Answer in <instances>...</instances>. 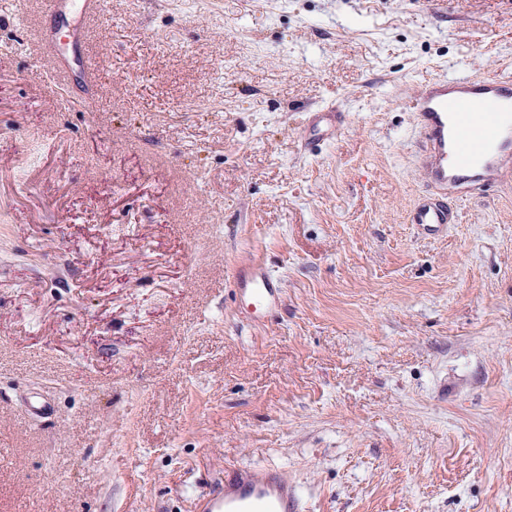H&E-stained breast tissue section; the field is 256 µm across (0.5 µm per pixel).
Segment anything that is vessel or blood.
<instances>
[{"mask_svg": "<svg viewBox=\"0 0 512 512\" xmlns=\"http://www.w3.org/2000/svg\"><path fill=\"white\" fill-rule=\"evenodd\" d=\"M49 13L67 10L80 15L82 27L60 34L58 27L40 29L36 44L46 65V78L66 90L70 74L59 58L60 39H69L86 79L101 85L105 66L86 52L87 23L104 15L102 0H46ZM420 136L417 151L425 189L410 221L431 235L447 231L456 218L447 198L475 197L512 180V79L458 73L432 79L409 101ZM243 298L263 314H271L280 293L277 279L258 263L237 278ZM201 512H299L297 493L278 470H225Z\"/></svg>", "mask_w": 512, "mask_h": 512, "instance_id": "obj_1", "label": "vessel or blood"}]
</instances>
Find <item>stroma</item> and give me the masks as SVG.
Returning a JSON list of instances; mask_svg holds the SVG:
<instances>
[{
  "label": "stroma",
  "mask_w": 512,
  "mask_h": 512,
  "mask_svg": "<svg viewBox=\"0 0 512 512\" xmlns=\"http://www.w3.org/2000/svg\"><path fill=\"white\" fill-rule=\"evenodd\" d=\"M104 2L64 107L0 0V512H198L228 468L300 512H512V184L417 233L406 107L512 77V0ZM238 289L243 298L263 314L269 315L276 307L280 293L277 279L259 263H252L240 272Z\"/></svg>",
  "instance_id": "obj_1"
}]
</instances>
